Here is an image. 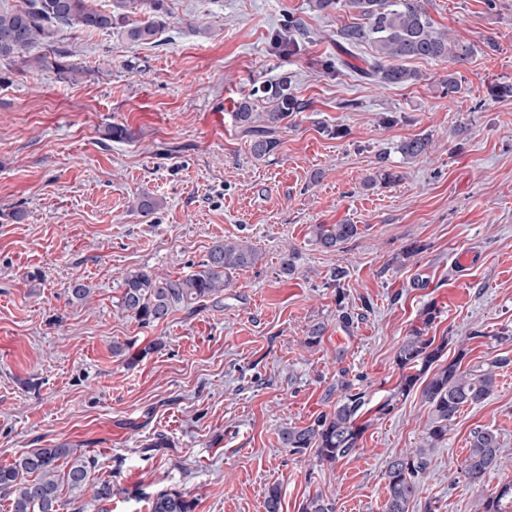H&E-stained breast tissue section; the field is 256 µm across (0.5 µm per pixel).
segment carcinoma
Here are the masks:
<instances>
[{
  "instance_id": "cac0c4a2",
  "label": "carcinoma",
  "mask_w": 512,
  "mask_h": 512,
  "mask_svg": "<svg viewBox=\"0 0 512 512\" xmlns=\"http://www.w3.org/2000/svg\"><path fill=\"white\" fill-rule=\"evenodd\" d=\"M317 11L345 9L355 13L362 23L346 26L340 37L346 53L361 43L370 44L373 55L367 67L360 69L386 85H407L421 79V74L401 64L403 60L452 58L465 63L471 55L466 46L448 43V35L435 28L420 0H310ZM143 19L133 21V14ZM167 10L164 0H111L109 8H98L91 0H24L21 8L0 9V58L17 64L21 73L54 68L58 74L74 80L82 70L67 61L66 51L56 47L58 32L66 27L110 32L116 30L133 42L152 43L166 26ZM35 47L49 48L53 58L35 55ZM275 103L260 114L251 98L237 103L233 117L236 123L254 132L251 151L257 158L274 153L279 141L272 137L288 117L303 106L290 93L288 83L264 84L253 91ZM429 139L416 136L400 143L398 152L405 160L427 153ZM358 235L355 224H319L316 241L330 249ZM263 259L261 252L243 241H224L215 244L206 258L190 275H162L147 267L127 271L122 276L118 307L143 325H158L180 307L195 305L224 294L232 275L252 267ZM70 304L83 303L92 288L81 279L64 288ZM446 339L423 335L418 329L399 347L395 361L402 375L397 391L406 395L421 389V397L430 407L431 420L427 432L429 448L442 440L448 427L463 407L476 405L493 394L496 370L509 364L507 358H497L488 367L476 370L463 366L465 352L443 363ZM363 405L360 393L348 391L336 402L333 410L316 417L305 426L284 427L279 431L282 447L293 454L310 452L322 462L334 463L358 449L361 427L356 425L357 413ZM70 460L64 477L57 474V462ZM501 465L500 436L489 427L471 434L470 447L462 472L472 485H479L485 476ZM430 466L428 448L404 454L388 464L386 498L383 512H409L418 495L419 485ZM95 460L75 455L66 443L51 448H33L9 466H0V496L12 501V512H65L67 503L60 496V482H65L74 503L91 491V501L100 505L112 499V484L108 481L90 483ZM265 512H281V488H267ZM195 501L185 493L170 489L157 493L150 512H194ZM483 512H509L512 509V481L502 484L496 494L487 497ZM300 512H336V503L316 494L306 498Z\"/></svg>"
}]
</instances>
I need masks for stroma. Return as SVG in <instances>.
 <instances>
[{"mask_svg": "<svg viewBox=\"0 0 512 512\" xmlns=\"http://www.w3.org/2000/svg\"><path fill=\"white\" fill-rule=\"evenodd\" d=\"M309 2L165 0L153 44L66 29L74 81L0 59V465L70 444L95 459L92 481H111L108 512H149L169 489L194 497L195 512H263L275 483L283 512L318 493L336 512H381L389 461L427 446L420 391L380 410L423 308L436 310L427 333L447 338L445 359L512 360V0H422L473 53L457 65L408 61L422 75L409 86L361 77L367 44L324 70L355 17ZM288 19L303 30L293 55L274 44ZM280 81L304 109L258 160L232 114L254 87ZM116 125L126 137L110 136ZM417 135L431 148L403 160L398 145ZM383 169L395 180L367 186ZM146 193L162 201L149 216L135 208ZM16 209L25 221L12 220ZM317 224L359 234L325 249ZM235 239L263 259L219 298L154 326L118 309L126 271L184 276ZM36 269L42 282L27 277ZM76 278L93 288L91 304H66ZM316 322L325 331L310 348ZM116 343L138 362L114 357ZM347 387L366 400L355 454L330 465L280 447V428L330 411ZM487 426L502 466L472 486L462 462ZM158 433L168 447H149ZM508 480L512 363L431 449L409 512H482Z\"/></svg>", "mask_w": 512, "mask_h": 512, "instance_id": "35a3bbf8", "label": "stroma"}]
</instances>
